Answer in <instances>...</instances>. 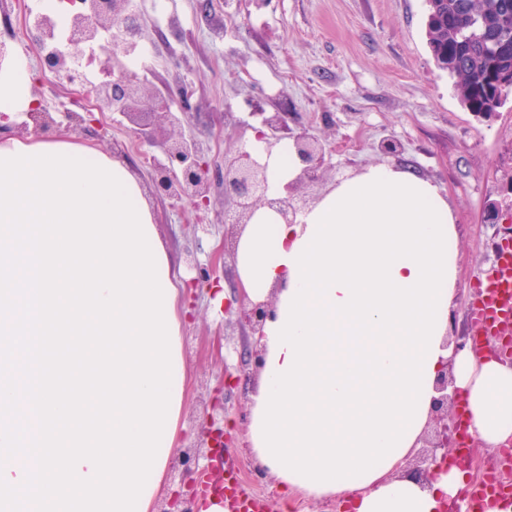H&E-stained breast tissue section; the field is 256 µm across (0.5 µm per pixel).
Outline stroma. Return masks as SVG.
<instances>
[{"mask_svg": "<svg viewBox=\"0 0 512 512\" xmlns=\"http://www.w3.org/2000/svg\"><path fill=\"white\" fill-rule=\"evenodd\" d=\"M139 10L138 72L172 97L182 83L193 84L195 109L187 127L207 148L213 168L223 169L225 156L246 149L260 125L259 109L284 113L283 140L304 129L328 144L324 188L381 163L412 168L436 184L453 207L457 230L458 282L448 334L464 331L475 273L489 261L495 235L483 220L486 203L500 201L501 221L512 225V201L499 195L512 177V97L491 123L475 121L431 56L426 0H271L262 7L255 0H141ZM35 94L56 130L125 157L148 180L151 155L138 147L123 117L105 111L98 123L76 127L66 118L74 91L43 80ZM385 138L400 144V154L379 151ZM146 197L179 282L189 281L192 262L207 263L224 239L222 190H212L210 207L200 214L151 191ZM198 222L208 224V233L195 231ZM219 295L230 298L228 281L215 291L199 290L181 329L188 372L184 444L197 435L195 417L203 404L224 385V369L206 346L228 319L214 303ZM252 388L240 383L224 412L239 442L234 454L242 485L260 493L266 512H299L309 502L302 492L285 493L271 475L249 474L256 466L245 446ZM312 505L315 512H340L330 500Z\"/></svg>", "mask_w": 512, "mask_h": 512, "instance_id": "35a3bbf8", "label": "stroma"}]
</instances>
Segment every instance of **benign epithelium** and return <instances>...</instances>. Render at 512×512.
<instances>
[{"instance_id": "benign-epithelium-1", "label": "benign epithelium", "mask_w": 512, "mask_h": 512, "mask_svg": "<svg viewBox=\"0 0 512 512\" xmlns=\"http://www.w3.org/2000/svg\"><path fill=\"white\" fill-rule=\"evenodd\" d=\"M58 23L50 16L36 26L26 28L28 38L41 52V67L51 75L53 85L62 88L80 86L77 55L82 47L95 44L99 55L105 59V78L87 92V97L78 103L81 112H69L71 123L82 126L93 124V109L107 110L124 117L140 144L155 152L150 173L158 196L167 198L181 206L200 211L208 207L212 181L211 166L206 152L191 134L184 131V122L193 111V87L181 88L178 106L158 92L150 93L144 88L145 80L132 70L127 59L129 52L138 47L140 16L130 9V0H81L79 9L68 12L67 29L72 34L69 51L53 48ZM110 41L103 42V34ZM157 116L163 124L149 126L147 119ZM54 124L49 113L38 107L26 113V119L9 126L0 125V139L11 136L17 130H32L38 134ZM262 129L258 138L269 146L276 145L277 133L285 126V115L274 112L261 120ZM294 146L303 167L297 179L286 186V196L270 199L266 194L265 167L243 150L232 157H224L222 185L224 194L231 199V206L224 210V244L222 253L235 258V247L240 229L249 223L253 213L260 207L275 209L286 224L294 223L296 215L315 200L308 189L322 185L324 181L326 147L317 138L305 131L293 135ZM215 255L210 264H194L197 275L190 279L187 288L189 298L196 296L199 288L208 287L215 280L217 261ZM233 298L225 301V311L237 307L235 324L245 336L242 346H237L234 332L214 338L212 343L216 355L227 359V354L239 355L238 371L246 372L252 366L260 370L264 357L256 339L267 318L274 315V303L270 300L253 303L234 286ZM434 390L430 422L431 434L423 439L426 448L412 464L410 474L426 484L435 476L434 463L438 456L448 459L454 448L455 415L448 412V404L454 401L448 393V368L438 372ZM234 447L230 431L224 429V402L217 400L206 406L199 432L190 446L181 451L178 463L172 467L173 480L177 488L170 497L157 502L156 512H197V503L205 495L208 476L223 467L225 450Z\"/></svg>"}]
</instances>
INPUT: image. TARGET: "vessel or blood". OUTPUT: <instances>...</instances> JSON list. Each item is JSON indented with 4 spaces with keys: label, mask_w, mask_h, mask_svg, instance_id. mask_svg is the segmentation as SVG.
<instances>
[{
    "label": "vessel or blood",
    "mask_w": 512,
    "mask_h": 512,
    "mask_svg": "<svg viewBox=\"0 0 512 512\" xmlns=\"http://www.w3.org/2000/svg\"><path fill=\"white\" fill-rule=\"evenodd\" d=\"M471 333L475 336H499L504 343L503 350L512 349V245L503 244L496 254L494 263L485 281L476 288L470 307ZM512 484L487 478L484 482L471 485L467 491L470 512H486L489 499L504 495ZM227 512H241L249 507L251 512H263L261 499L237 490L224 500Z\"/></svg>",
    "instance_id": "1"
}]
</instances>
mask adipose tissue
<instances>
[{"label": "adipose tissue", "instance_id": "1", "mask_svg": "<svg viewBox=\"0 0 512 512\" xmlns=\"http://www.w3.org/2000/svg\"><path fill=\"white\" fill-rule=\"evenodd\" d=\"M38 74L21 53L0 67V124L39 104ZM250 153L280 198L302 165L293 145ZM455 216L413 170L369 166L342 180L295 223L258 208L237 242L241 288L275 295L250 395L249 443L281 486L331 497L351 512H442L464 504L469 474L436 467L429 484L398 472L429 417L437 373L452 366L471 441L512 443V362L444 347L457 284L448 253Z\"/></svg>", "mask_w": 512, "mask_h": 512}]
</instances>
